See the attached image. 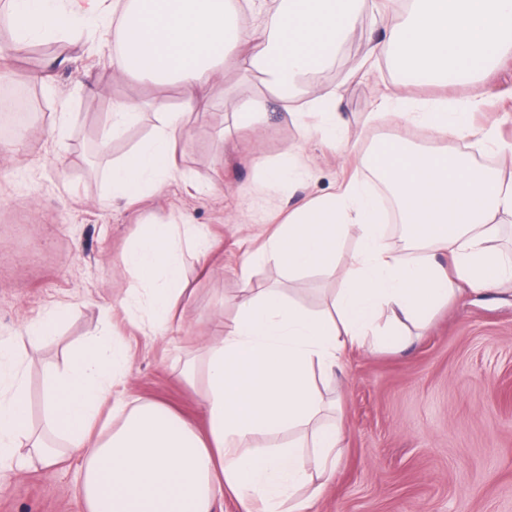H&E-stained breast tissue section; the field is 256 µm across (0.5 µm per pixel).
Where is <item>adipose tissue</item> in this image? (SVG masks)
<instances>
[{"label":"adipose tissue","instance_id":"obj_1","mask_svg":"<svg viewBox=\"0 0 512 512\" xmlns=\"http://www.w3.org/2000/svg\"><path fill=\"white\" fill-rule=\"evenodd\" d=\"M256 15L242 20L243 7ZM12 51L39 40L90 35L118 40L112 56L118 78L175 84L182 106L164 99L147 106L158 117L148 138L111 163L113 198L128 204L180 177L176 147L186 116L204 89L225 71L260 75L264 94L231 102L235 128L263 130L270 101L289 102L298 78L330 65L357 20L371 13L384 32L352 74L389 62L397 90L380 97L370 121H403L419 138L468 140L512 158V142L495 127H477L470 115L481 96L454 100L410 96L414 84L470 82L496 60L512 56V0H5ZM335 87H310L297 111L318 117L278 159L254 160L265 186L309 175L305 144L313 135L348 143ZM139 100L113 102L107 138L138 120ZM354 171L334 193L299 200L260 251L239 267L242 295L232 320L215 325L204 358L203 428L164 403L123 392L130 369L124 342L110 329L73 347L63 366L48 373L41 429H34L27 367L14 340L0 338V469L26 472L79 456L74 493L85 512H213L235 498L242 512H308L297 493L331 472L343 439L342 422L318 425L313 453L296 445L266 448L261 434L316 423L324 409L315 369H341L348 349L402 348L407 326L424 327L447 304L454 284L488 295L512 282V258L493 248L501 225L512 223V175L486 170L472 157L394 139L353 154ZM375 175L396 204L416 253L405 259L384 240ZM353 236L359 249L344 267L336 249ZM208 236L190 220L145 224L123 254L131 286L119 304L131 325L154 334L170 326L184 291L186 253L206 255ZM448 257L442 266L440 257ZM266 262L297 276L337 273L330 307L313 312L277 288L251 285L253 264Z\"/></svg>","mask_w":512,"mask_h":512}]
</instances>
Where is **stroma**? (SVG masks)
Wrapping results in <instances>:
<instances>
[{
    "mask_svg": "<svg viewBox=\"0 0 512 512\" xmlns=\"http://www.w3.org/2000/svg\"><path fill=\"white\" fill-rule=\"evenodd\" d=\"M378 36L369 18H361L335 64L297 83L301 89L338 87L339 110L363 149L384 136L415 137L407 126L367 120L375 99L393 89L394 70L384 65L363 77L348 75ZM7 68V81L24 84L47 111L0 162V336L16 334L57 305L70 308L55 335L20 345L29 360L33 418L42 416L48 371L108 321L130 348L127 391L201 425L204 384L180 372L185 362H202L216 320L233 315L240 252L261 246L266 229L285 219L290 200L335 192L349 171L344 149L312 140L309 177L265 187L248 158H278L298 142L301 120L272 104L268 125L240 136L235 150L225 153L221 132L231 124L225 99L263 90L257 78L228 71L187 117L188 138L178 146L183 177L128 205L112 199L108 164L147 137L155 117L143 114L111 140L104 125L113 100H148L154 89L116 80L110 46L87 38L32 43L10 55ZM45 77L51 90L43 88ZM474 93L487 104L473 122L496 127L512 141V57L481 81L448 87L456 99ZM60 120L67 128L61 141L48 134ZM65 150L71 163L61 173L55 157ZM182 216L198 224L214 247L207 257L187 260L188 287L170 329L147 336L112 307L129 286L122 252L140 224ZM252 285L283 288L293 302L321 310L339 280L323 273L290 280L260 264ZM318 385L341 407L345 439L316 512H512V290L482 297L456 293L434 312L422 339L401 350L348 351L343 371ZM78 463L74 457L57 469L37 465L20 476L0 471V512H82L73 493Z\"/></svg>",
    "mask_w": 512,
    "mask_h": 512,
    "instance_id": "obj_1",
    "label": "stroma"
}]
</instances>
